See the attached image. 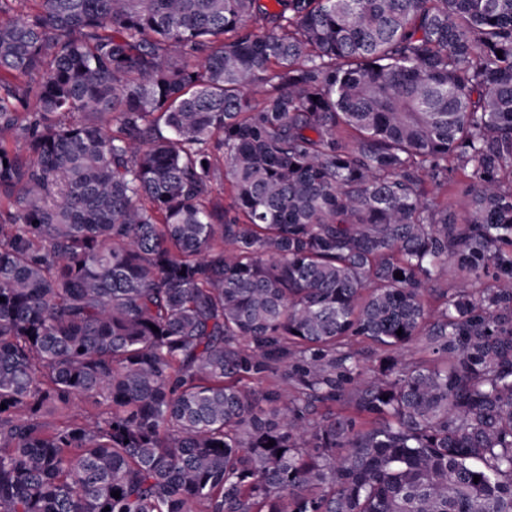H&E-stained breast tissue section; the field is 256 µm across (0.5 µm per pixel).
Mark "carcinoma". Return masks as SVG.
I'll return each mask as SVG.
<instances>
[{"mask_svg": "<svg viewBox=\"0 0 512 512\" xmlns=\"http://www.w3.org/2000/svg\"><path fill=\"white\" fill-rule=\"evenodd\" d=\"M0 297V512H512V0H0Z\"/></svg>", "mask_w": 512, "mask_h": 512, "instance_id": "cac0c4a2", "label": "carcinoma"}]
</instances>
